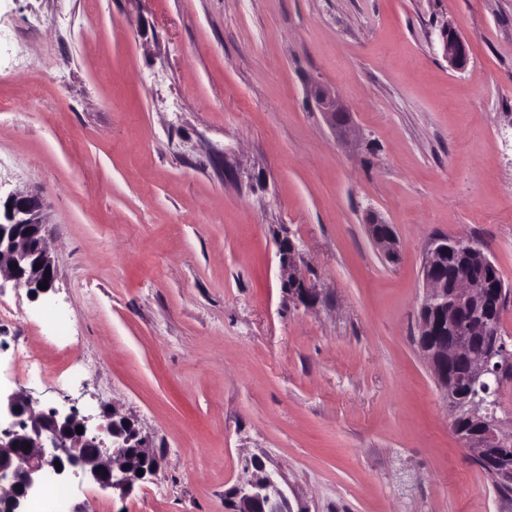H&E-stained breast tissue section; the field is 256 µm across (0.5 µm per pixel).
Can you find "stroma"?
Listing matches in <instances>:
<instances>
[{
  "label": "stroma",
  "instance_id": "obj_1",
  "mask_svg": "<svg viewBox=\"0 0 512 512\" xmlns=\"http://www.w3.org/2000/svg\"><path fill=\"white\" fill-rule=\"evenodd\" d=\"M0 100V192L42 196L57 269L0 292V385L118 408L160 458L124 499L70 479L69 504L231 512L259 459L308 512H512L417 343L433 237L512 288V0H0ZM286 236L319 303L282 288ZM441 47L448 63L455 69H463L469 61V49L464 39L448 26L441 32ZM309 92L319 111L330 117L335 129L341 130L346 127L349 122V113L343 106L336 88L316 84ZM367 230L374 244L379 247L389 258L395 259L397 256V242L393 227L378 217H372L367 222ZM388 226L392 229L390 232H384L383 228Z\"/></svg>",
  "mask_w": 512,
  "mask_h": 512
}]
</instances>
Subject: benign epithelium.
<instances>
[{
	"label": "benign epithelium",
	"mask_w": 512,
	"mask_h": 512,
	"mask_svg": "<svg viewBox=\"0 0 512 512\" xmlns=\"http://www.w3.org/2000/svg\"><path fill=\"white\" fill-rule=\"evenodd\" d=\"M441 47L452 67H466L468 45L456 31L447 27L441 32ZM310 95L336 129L346 127L349 113L336 89L316 84ZM42 210V199L36 194L15 191L0 197V292L9 283L35 291L45 283L46 293L55 288L57 272ZM385 226L377 217L367 221L374 244L393 259L397 256L396 236L393 231H383ZM278 254L284 290L303 304L316 302L319 293L301 274L290 238L280 240ZM450 257L494 267L488 255L469 239L442 236L431 240L422 267L419 347L448 403L451 424L466 421L480 427L478 433L458 434L461 442L494 482L512 484V417L498 409V387L503 374L512 369V349L496 323L459 321L462 312L480 307L490 295H503L505 290L484 279L461 278L448 286V278L440 270ZM445 319L458 320L456 333L449 338L439 335ZM476 343L483 344L484 351L472 358L467 373L469 392L460 396L448 387L446 362L470 352ZM102 418L103 423L91 428L74 407L40 409L28 391L0 387V512H26L30 498L71 476L126 497L137 482L156 475L158 463L149 449V439L135 421L116 408ZM79 426L83 427L80 434ZM254 468V478L231 489L233 512H305L293 509L285 489L287 481L279 471L266 469L260 461L254 462ZM139 470L143 475H137Z\"/></svg>",
	"instance_id": "1"
}]
</instances>
